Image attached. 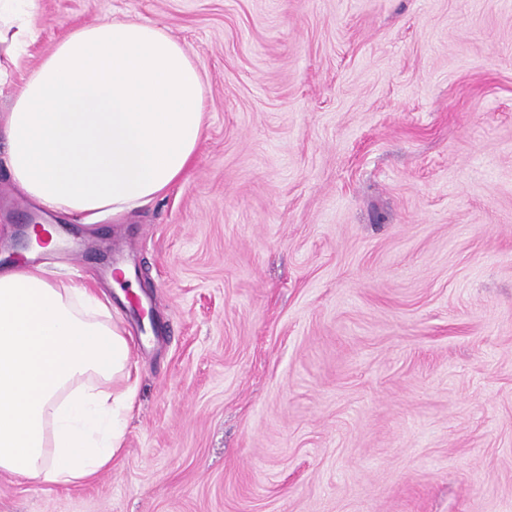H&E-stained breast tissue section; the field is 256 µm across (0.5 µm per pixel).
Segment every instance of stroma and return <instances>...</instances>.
I'll list each match as a JSON object with an SVG mask.
<instances>
[{
	"label": "stroma",
	"mask_w": 512,
	"mask_h": 512,
	"mask_svg": "<svg viewBox=\"0 0 512 512\" xmlns=\"http://www.w3.org/2000/svg\"><path fill=\"white\" fill-rule=\"evenodd\" d=\"M112 16L192 53L194 164L88 224L17 193L0 141V267L98 288L134 341L149 293L165 337L111 469L0 472V512H512V0H38L0 115Z\"/></svg>",
	"instance_id": "obj_1"
}]
</instances>
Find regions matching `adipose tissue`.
<instances>
[{"label": "adipose tissue", "instance_id": "ef3b65f1", "mask_svg": "<svg viewBox=\"0 0 512 512\" xmlns=\"http://www.w3.org/2000/svg\"><path fill=\"white\" fill-rule=\"evenodd\" d=\"M37 0H0V82L35 41ZM190 50L162 28L105 18L72 30L30 72L0 137L13 185L86 219L150 201L184 177L204 136ZM131 347L104 294L44 267L0 270V472L92 479L123 446Z\"/></svg>", "mask_w": 512, "mask_h": 512}]
</instances>
